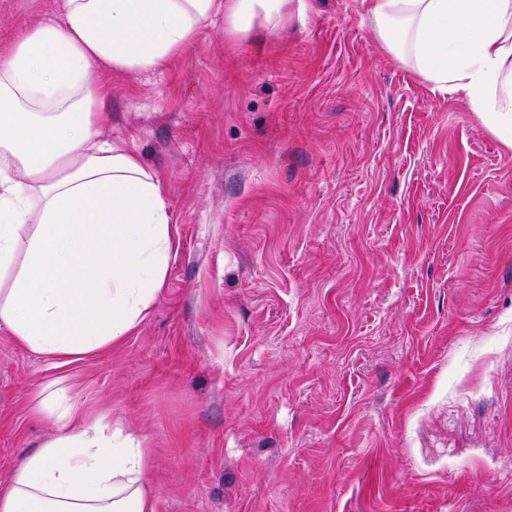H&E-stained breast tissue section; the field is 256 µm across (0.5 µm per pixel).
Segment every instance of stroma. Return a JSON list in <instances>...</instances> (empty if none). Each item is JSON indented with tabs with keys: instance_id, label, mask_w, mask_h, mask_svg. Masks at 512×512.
Segmentation results:
<instances>
[{
	"instance_id": "1",
	"label": "stroma",
	"mask_w": 512,
	"mask_h": 512,
	"mask_svg": "<svg viewBox=\"0 0 512 512\" xmlns=\"http://www.w3.org/2000/svg\"><path fill=\"white\" fill-rule=\"evenodd\" d=\"M55 11L0 0V57ZM100 79L177 243L96 354L0 330V484L63 430L48 387L142 441L156 512H512V150L467 102L359 0Z\"/></svg>"
}]
</instances>
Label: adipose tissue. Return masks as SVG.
<instances>
[{
  "label": "adipose tissue",
  "instance_id": "adipose-tissue-1",
  "mask_svg": "<svg viewBox=\"0 0 512 512\" xmlns=\"http://www.w3.org/2000/svg\"><path fill=\"white\" fill-rule=\"evenodd\" d=\"M292 0H60L0 58V329L61 366L130 335L174 249L160 180L105 139L99 69L166 65L216 15L272 28ZM389 53L462 97L512 150V0H361ZM73 432L44 442L0 488V512H156L140 442L52 392L31 407Z\"/></svg>",
  "mask_w": 512,
  "mask_h": 512
}]
</instances>
